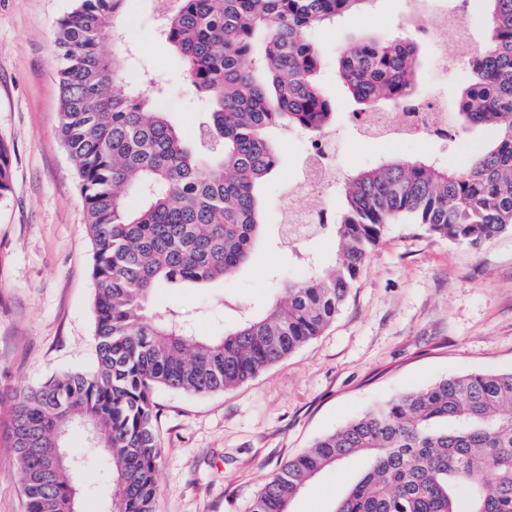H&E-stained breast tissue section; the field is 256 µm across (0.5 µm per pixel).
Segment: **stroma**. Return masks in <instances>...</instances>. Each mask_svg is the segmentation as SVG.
Wrapping results in <instances>:
<instances>
[{"instance_id":"35a3bbf8","label":"stroma","mask_w":512,"mask_h":512,"mask_svg":"<svg viewBox=\"0 0 512 512\" xmlns=\"http://www.w3.org/2000/svg\"><path fill=\"white\" fill-rule=\"evenodd\" d=\"M73 0H0V138L11 148L15 190L0 200V512H26L10 438V400L66 371L93 366L94 290L85 209L73 163L58 135L55 32ZM462 13L474 46L489 26L484 0H374L369 11L321 27L313 41L320 82L336 103L342 174L386 158L434 155L464 163L491 128L445 144H394L356 136L336 76L342 47L365 34L411 37L419 45L418 80L430 79L429 37L420 32L441 7ZM153 0H131L127 37L138 50L126 82L144 74L164 85L162 111L193 132L206 101L185 80L179 57L154 36ZM303 141L279 140L277 175L267 183L266 221L279 226L275 202L294 182ZM295 255L258 249L233 279L209 288H166L155 302L177 310L199 335L212 336L241 312L263 309L276 279L299 277ZM512 370V233L480 248L430 235L417 224L387 225L335 322L285 360L223 392L193 396L168 389L153 396L163 450L154 512H250L278 468L323 434L374 403L471 371ZM88 482L83 512H110L112 479L74 440ZM364 463L355 459L316 478L291 512H331L337 492Z\"/></svg>"}]
</instances>
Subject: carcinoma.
Here are the masks:
<instances>
[{
	"label": "carcinoma",
	"mask_w": 512,
	"mask_h": 512,
	"mask_svg": "<svg viewBox=\"0 0 512 512\" xmlns=\"http://www.w3.org/2000/svg\"><path fill=\"white\" fill-rule=\"evenodd\" d=\"M128 2L75 0L55 34L58 131L92 248L94 364L12 395L27 512H78L63 460L72 429L112 470V512H153L162 464L153 391L221 392L320 336L387 225L406 220L474 247L512 232V0H485L489 35L465 58L457 125H492L498 139L461 166L387 159L346 177L327 225L339 261L300 254L302 278L280 283L266 309L196 335L155 294L229 279L272 238L261 190L279 167L273 136L316 138L336 119L309 32L373 0H164L155 36L209 104L192 136L158 107L157 79L143 80L147 95L125 81ZM106 37L117 44L110 55ZM417 54L410 37L348 44L337 75L355 114L417 97ZM13 189L0 139V199ZM356 457L365 469L331 512H512V370L450 376L372 407L289 459L251 512H289L312 479Z\"/></svg>",
	"instance_id": "obj_1"
}]
</instances>
